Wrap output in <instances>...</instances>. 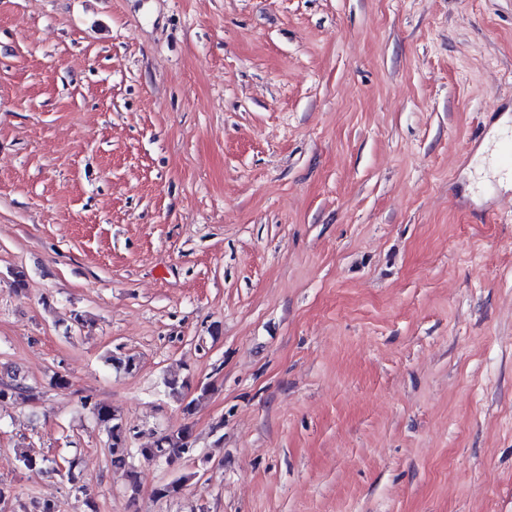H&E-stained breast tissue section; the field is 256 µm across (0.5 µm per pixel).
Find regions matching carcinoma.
Wrapping results in <instances>:
<instances>
[{"label": "carcinoma", "mask_w": 512, "mask_h": 512, "mask_svg": "<svg viewBox=\"0 0 512 512\" xmlns=\"http://www.w3.org/2000/svg\"><path fill=\"white\" fill-rule=\"evenodd\" d=\"M170 396L182 403L183 412L190 416L193 413L195 400L185 401V390L189 384L185 380L176 377L165 381ZM90 412L96 424L106 433L108 448L112 456V465L126 469L131 492L135 493L139 488V475L131 459L139 456L142 459L152 461H163L173 464L181 459L182 455L188 453L194 447L192 426L186 424L181 428L162 433L156 437L154 446L151 448H129L127 447L128 429L121 423L120 418L111 407L94 403ZM21 468L29 472L47 474L56 471L58 461L49 456L35 457L28 454H21L18 457ZM190 476L181 475L160 485L155 494L159 498H174L182 493Z\"/></svg>", "instance_id": "carcinoma-1"}]
</instances>
